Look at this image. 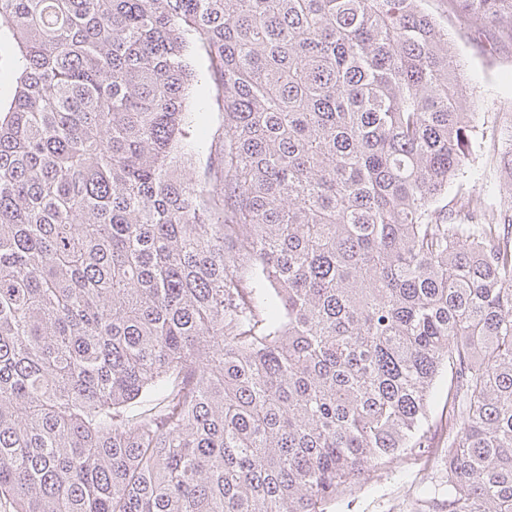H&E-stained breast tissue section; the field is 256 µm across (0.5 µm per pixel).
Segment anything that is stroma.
<instances>
[{"label":"stroma","mask_w":512,"mask_h":512,"mask_svg":"<svg viewBox=\"0 0 512 512\" xmlns=\"http://www.w3.org/2000/svg\"><path fill=\"white\" fill-rule=\"evenodd\" d=\"M422 8L448 36V43L461 64V79L467 95L479 102L484 135L473 146L474 169L480 170L502 156V130L512 124V44L496 42L493 33L475 34L461 13L449 10L448 0H422ZM189 59L199 76L188 90L191 122L185 128V143L197 145L185 174L196 180L212 178L220 158L224 133V87L210 78L209 60L198 46H190ZM443 402L432 406L431 447L420 457L395 470H378L366 476L352 494L328 507V512H428L426 500L448 496V464L441 452L448 438V422L442 417Z\"/></svg>","instance_id":"stroma-1"}]
</instances>
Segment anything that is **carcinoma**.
<instances>
[{"label":"carcinoma","mask_w":512,"mask_h":512,"mask_svg":"<svg viewBox=\"0 0 512 512\" xmlns=\"http://www.w3.org/2000/svg\"><path fill=\"white\" fill-rule=\"evenodd\" d=\"M421 2L0 0L4 512H326L425 453L443 375L441 512H512V200L463 181ZM449 2L512 41V0ZM15 56L12 44L2 39L0 47V100L2 104L10 101L13 94ZM189 59L200 79L193 82L188 90L187 104L193 115L185 127L183 143L206 146L196 151L184 173L195 180L207 181L213 178L220 158L224 133V87L219 79L210 78L209 60L197 45H190Z\"/></svg>","instance_id":"carcinoma-1"}]
</instances>
